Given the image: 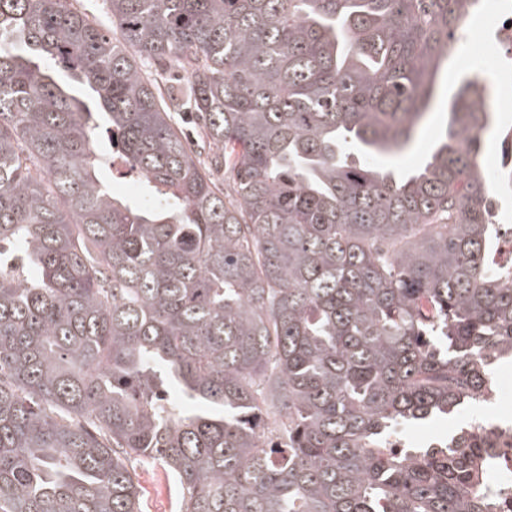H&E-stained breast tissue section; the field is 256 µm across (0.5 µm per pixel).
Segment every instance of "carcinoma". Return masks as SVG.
Instances as JSON below:
<instances>
[{
  "label": "carcinoma",
  "mask_w": 512,
  "mask_h": 512,
  "mask_svg": "<svg viewBox=\"0 0 512 512\" xmlns=\"http://www.w3.org/2000/svg\"><path fill=\"white\" fill-rule=\"evenodd\" d=\"M477 4L0 0V512H142L132 457L181 512H494L472 430L390 447L512 354L484 87L421 168L348 163L410 143ZM74 6L85 12L89 18H95L104 31L112 29V18L107 13L104 0H77ZM111 188L117 194L132 200L140 198L148 192V187L136 172H127L119 178L113 179L111 181Z\"/></svg>",
  "instance_id": "cac0c4a2"
}]
</instances>
